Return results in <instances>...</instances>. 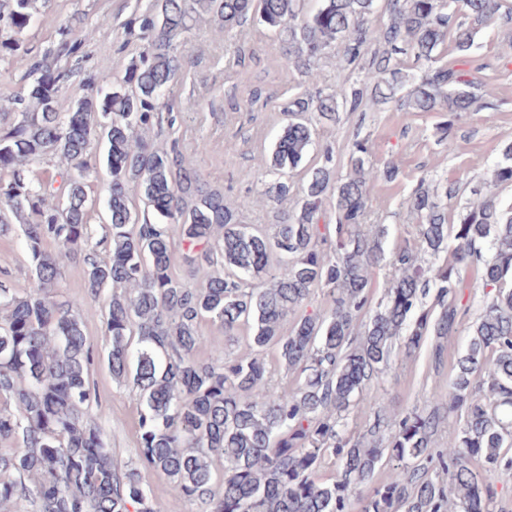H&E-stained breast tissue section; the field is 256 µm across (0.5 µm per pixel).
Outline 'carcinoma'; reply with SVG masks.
<instances>
[{"instance_id":"obj_1","label":"carcinoma","mask_w":512,"mask_h":512,"mask_svg":"<svg viewBox=\"0 0 512 512\" xmlns=\"http://www.w3.org/2000/svg\"><path fill=\"white\" fill-rule=\"evenodd\" d=\"M37 2L0 0V58L27 67L31 77L14 98V112L0 114V235L21 232L31 280L22 294L0 287V440L22 448L0 451V507L19 500L30 512H157L141 475L121 472L103 430L89 419L98 404L89 380L93 351L78 303L56 293L64 267L78 261L87 267L89 299L104 304L108 369L141 406V463L166 475L202 512H349L355 498L361 512H444L449 503L462 512H491V478L512 469V207L502 209L497 199L498 186L512 183V146L476 190L480 199L452 224L444 199L457 194L456 184L420 179L411 198L417 244L388 257L383 231L368 235L360 225L373 206L374 182L395 178L397 169L369 164L364 141H353L345 179L335 177L333 156L324 155L297 209L270 235L240 223L250 200L225 204L224 193L187 167L176 145L157 149L142 133L171 109L164 89L186 62L181 48L192 22L204 15L224 29L258 17L288 35V62L308 75L322 55L334 52L351 66L371 41L384 45L369 58L361 86L289 104L270 159L271 171L282 174L302 164L314 126L338 122L340 112L357 111L366 97L454 116L482 107L470 60L473 31L458 15L511 24L512 7L504 0H386L388 19L376 30V0H318L302 20L298 0H152L123 24L143 51L117 89L108 73L83 75L62 65L84 57L93 39L79 20L59 28L54 48L26 57L18 35ZM448 39L460 60L439 65L437 51ZM401 55L424 69L404 67ZM79 75L92 94L62 112L59 99ZM101 138L109 173L107 261L88 249L86 184L95 171L87 158ZM46 156L58 161L57 189L24 175V166ZM133 190L156 221L133 210ZM328 206L335 211L332 233L319 224ZM172 230L185 245L189 277L206 275L199 288L172 273ZM49 240L57 250L45 248ZM450 241L451 263L430 276L415 265L417 254L436 255ZM480 264L487 300L441 407L400 419L377 411L364 432L346 434L350 409L390 366L398 343L411 352L431 336L455 332L462 273ZM384 265L397 276L357 335L366 290ZM431 284L435 305L417 309ZM320 287L329 312L302 311ZM298 311L283 331L284 319ZM205 318L230 339L240 326L250 327L253 353L199 358L197 324ZM269 347L295 375L294 391L269 383L262 358ZM450 414L459 421L448 453L435 456L432 437ZM326 457L341 468L322 479ZM381 466L388 467L386 481L367 487Z\"/></svg>"}]
</instances>
